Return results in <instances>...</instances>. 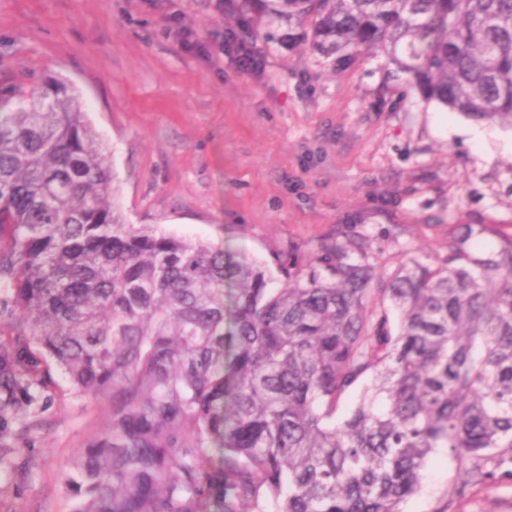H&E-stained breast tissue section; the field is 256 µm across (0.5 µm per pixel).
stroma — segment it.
Segmentation results:
<instances>
[{"label":"stroma","instance_id":"obj_1","mask_svg":"<svg viewBox=\"0 0 512 512\" xmlns=\"http://www.w3.org/2000/svg\"><path fill=\"white\" fill-rule=\"evenodd\" d=\"M218 0H0V112L46 78L73 83L103 139L127 223L300 268L357 242L374 281L437 264L449 237L478 252L512 236V127L476 122L385 77L383 56L335 69L267 21L254 77L183 34L223 44ZM28 440L0 464V512H71L61 467L108 404L54 375ZM458 462L431 455L404 512H512V485L449 503Z\"/></svg>","mask_w":512,"mask_h":512}]
</instances>
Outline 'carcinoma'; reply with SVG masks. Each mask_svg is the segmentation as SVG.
Returning <instances> with one entry per match:
<instances>
[{
  "mask_svg": "<svg viewBox=\"0 0 512 512\" xmlns=\"http://www.w3.org/2000/svg\"><path fill=\"white\" fill-rule=\"evenodd\" d=\"M265 17L512 127V0H224L245 35ZM114 196L72 83L0 113V426L35 429L53 370L110 402L61 474L74 512H403L437 448L463 472L451 499L512 480V236L474 255L450 238L378 288L344 245L303 275L279 255L274 288L262 263L126 223Z\"/></svg>",
  "mask_w": 512,
  "mask_h": 512,
  "instance_id": "1",
  "label": "carcinoma"
}]
</instances>
